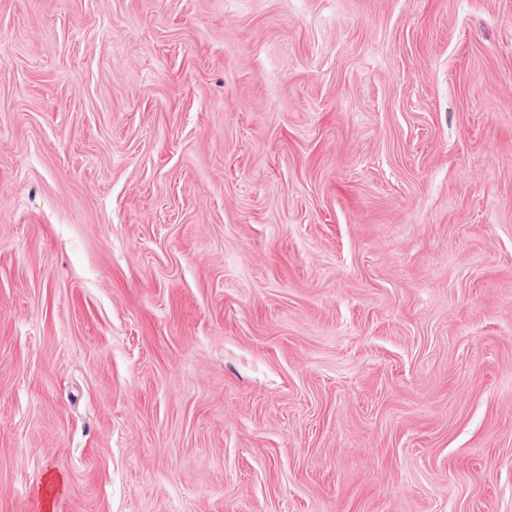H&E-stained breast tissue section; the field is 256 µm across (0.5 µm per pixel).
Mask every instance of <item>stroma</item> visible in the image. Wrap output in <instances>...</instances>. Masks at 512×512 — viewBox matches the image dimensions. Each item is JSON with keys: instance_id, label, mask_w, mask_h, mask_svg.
Instances as JSON below:
<instances>
[{"instance_id": "obj_1", "label": "stroma", "mask_w": 512, "mask_h": 512, "mask_svg": "<svg viewBox=\"0 0 512 512\" xmlns=\"http://www.w3.org/2000/svg\"><path fill=\"white\" fill-rule=\"evenodd\" d=\"M512 512V0H0V512Z\"/></svg>"}]
</instances>
